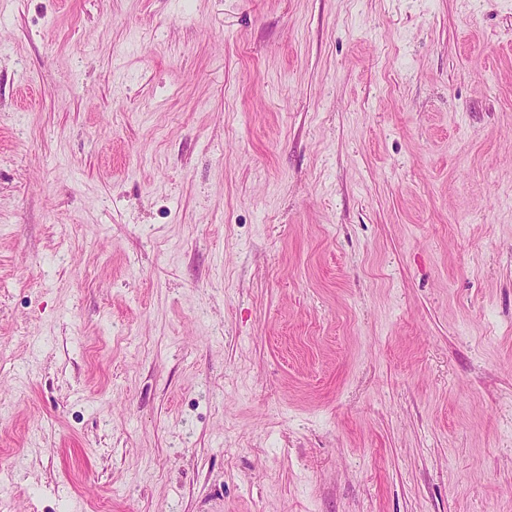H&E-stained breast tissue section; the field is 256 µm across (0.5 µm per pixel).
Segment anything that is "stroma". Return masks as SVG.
<instances>
[{"mask_svg": "<svg viewBox=\"0 0 512 512\" xmlns=\"http://www.w3.org/2000/svg\"><path fill=\"white\" fill-rule=\"evenodd\" d=\"M0 512H512V0H0Z\"/></svg>", "mask_w": 512, "mask_h": 512, "instance_id": "1", "label": "stroma"}]
</instances>
